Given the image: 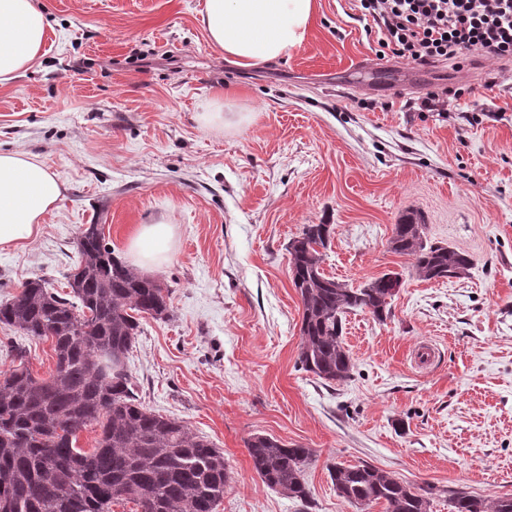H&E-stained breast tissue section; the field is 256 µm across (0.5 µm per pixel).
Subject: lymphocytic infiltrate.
Returning <instances> with one entry per match:
<instances>
[{"instance_id":"1","label":"lymphocytic infiltrate","mask_w":512,"mask_h":512,"mask_svg":"<svg viewBox=\"0 0 512 512\" xmlns=\"http://www.w3.org/2000/svg\"><path fill=\"white\" fill-rule=\"evenodd\" d=\"M391 56L418 64L472 53L512 60V0H358Z\"/></svg>"}]
</instances>
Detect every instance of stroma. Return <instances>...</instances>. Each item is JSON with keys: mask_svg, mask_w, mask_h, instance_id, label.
<instances>
[{"mask_svg": "<svg viewBox=\"0 0 512 512\" xmlns=\"http://www.w3.org/2000/svg\"><path fill=\"white\" fill-rule=\"evenodd\" d=\"M41 2L45 54L0 85V151L36 158L67 189L39 236L0 250V300L35 278L65 291L89 225L119 258L140 225H174L153 273L170 315L142 319L127 366L147 409L223 451L217 512H384L337 494V463L435 485L432 512H448L451 490L512 496V81L489 87L499 62L379 57L356 0H317L303 46L249 69L210 44L204 0ZM444 87L461 92L447 111H418ZM227 98L250 122L203 127ZM411 212L468 270L426 280L392 250ZM307 224L333 228L327 277H402L386 320L343 316L354 369L341 384L297 366L287 246ZM7 336L35 377L52 374L49 340ZM423 345L435 355L420 365ZM257 435L311 450L309 504L262 483Z\"/></svg>", "mask_w": 512, "mask_h": 512, "instance_id": "obj_1", "label": "stroma"}]
</instances>
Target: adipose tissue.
Listing matches in <instances>:
<instances>
[{
    "mask_svg": "<svg viewBox=\"0 0 512 512\" xmlns=\"http://www.w3.org/2000/svg\"><path fill=\"white\" fill-rule=\"evenodd\" d=\"M315 0H205L202 21L211 44L240 68L289 57L307 37ZM50 26L36 0H0V83L41 59ZM64 183L42 162L23 153L0 152V249L31 241L44 215L63 196ZM174 227L144 224L126 255L145 272L172 257Z\"/></svg>",
    "mask_w": 512,
    "mask_h": 512,
    "instance_id": "obj_1",
    "label": "adipose tissue"
}]
</instances>
